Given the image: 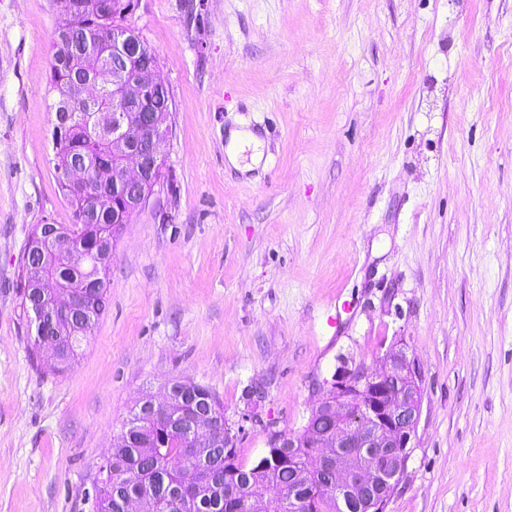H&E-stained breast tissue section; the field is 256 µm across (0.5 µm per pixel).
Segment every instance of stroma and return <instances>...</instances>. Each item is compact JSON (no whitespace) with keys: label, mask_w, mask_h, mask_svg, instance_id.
Masks as SVG:
<instances>
[{"label":"stroma","mask_w":512,"mask_h":512,"mask_svg":"<svg viewBox=\"0 0 512 512\" xmlns=\"http://www.w3.org/2000/svg\"><path fill=\"white\" fill-rule=\"evenodd\" d=\"M57 22L0 0V512H94L122 421L177 377L253 464L400 340L424 401L388 512H512V0H139L165 178L63 372L31 361L17 288L33 225L72 221ZM233 131L262 142L251 168Z\"/></svg>","instance_id":"stroma-1"}]
</instances>
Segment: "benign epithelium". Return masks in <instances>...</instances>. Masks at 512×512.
<instances>
[{"label": "benign epithelium", "instance_id": "obj_1", "mask_svg": "<svg viewBox=\"0 0 512 512\" xmlns=\"http://www.w3.org/2000/svg\"><path fill=\"white\" fill-rule=\"evenodd\" d=\"M75 27L57 31V66L78 73L93 65L91 77L80 84H59L54 91L55 132L62 134L74 121L78 105L86 106L88 131L107 132L115 154L114 168L123 173L133 212L145 209L163 176L160 145L170 130L161 129L147 106L150 97L169 94L159 66L141 62L139 32L128 27L110 40L85 48L75 46ZM85 165L75 162L62 171L70 187L84 191ZM419 363L404 346L389 348L371 368L362 363L334 376L315 410L332 417L327 429L309 437L308 447L321 450L323 480L336 493L343 512H387L409 457L424 398ZM223 419L216 407L197 416L186 432L196 447L208 446L221 432ZM295 444L283 435L271 438L267 454L295 468Z\"/></svg>", "mask_w": 512, "mask_h": 512}]
</instances>
